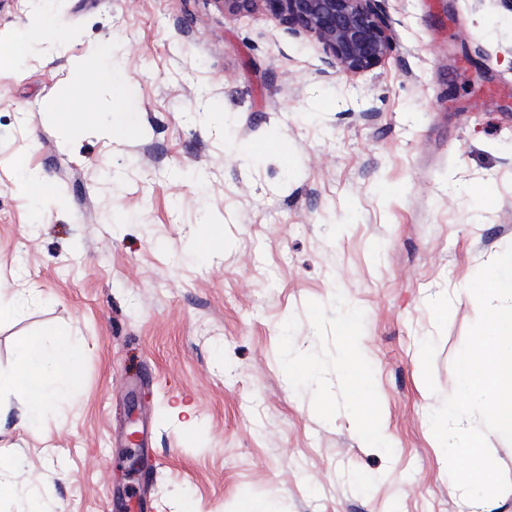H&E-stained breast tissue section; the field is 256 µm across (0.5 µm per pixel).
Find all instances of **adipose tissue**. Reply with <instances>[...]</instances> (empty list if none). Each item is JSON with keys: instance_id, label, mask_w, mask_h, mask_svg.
<instances>
[{"instance_id": "obj_1", "label": "adipose tissue", "mask_w": 512, "mask_h": 512, "mask_svg": "<svg viewBox=\"0 0 512 512\" xmlns=\"http://www.w3.org/2000/svg\"><path fill=\"white\" fill-rule=\"evenodd\" d=\"M78 80L63 95L53 114L62 130L87 129L104 137L131 139L137 136L134 125L115 129L96 123L98 110L94 83L87 74L90 62L79 57L74 61ZM344 351L339 362V377L350 387L349 409L360 423V437L365 444L382 441L383 435L371 405L372 388L364 368L358 336L352 323H344ZM81 345L78 339L61 335L53 326H44L40 333L28 337L17 346V364L11 373H0V391L19 393L24 419L36 418L49 401L75 394L80 385L79 362Z\"/></svg>"}]
</instances>
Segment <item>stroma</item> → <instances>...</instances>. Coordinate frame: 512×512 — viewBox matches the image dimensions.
Masks as SVG:
<instances>
[{"mask_svg": "<svg viewBox=\"0 0 512 512\" xmlns=\"http://www.w3.org/2000/svg\"><path fill=\"white\" fill-rule=\"evenodd\" d=\"M380 6L396 49L350 78L263 10L0 0V44L69 38L0 60V370L48 322L83 347L76 400L29 422L0 398V454L39 475L0 512H473L425 418L475 305L433 307L512 244V10ZM82 56L123 90L117 109L99 91L98 123L139 137L54 122ZM352 311L378 447L344 391L323 406L284 364L333 369ZM24 180L29 186L30 193L34 200L49 202L54 200L53 186L46 182L38 173L28 171Z\"/></svg>", "mask_w": 512, "mask_h": 512, "instance_id": "obj_1", "label": "stroma"}]
</instances>
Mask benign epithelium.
Segmentation results:
<instances>
[{
  "label": "benign epithelium",
  "mask_w": 512,
  "mask_h": 512,
  "mask_svg": "<svg viewBox=\"0 0 512 512\" xmlns=\"http://www.w3.org/2000/svg\"><path fill=\"white\" fill-rule=\"evenodd\" d=\"M232 15L260 8L289 34L315 37L341 73L351 77L378 67L395 50L380 0H216Z\"/></svg>",
  "instance_id": "7a95c632"
}]
</instances>
